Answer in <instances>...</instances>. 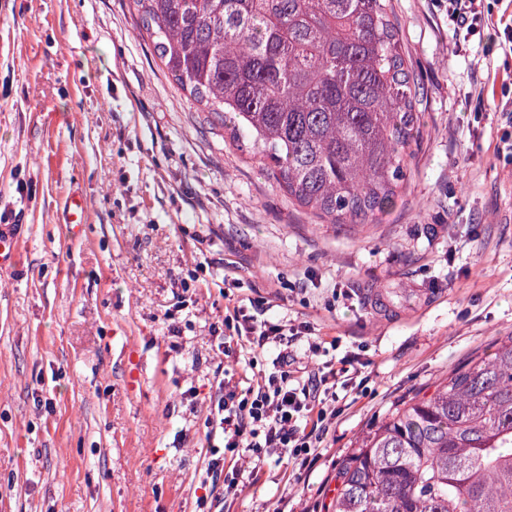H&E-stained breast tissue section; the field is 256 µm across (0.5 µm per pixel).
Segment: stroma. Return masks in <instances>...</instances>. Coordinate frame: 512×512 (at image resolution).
Segmentation results:
<instances>
[{
  "label": "stroma",
  "instance_id": "1",
  "mask_svg": "<svg viewBox=\"0 0 512 512\" xmlns=\"http://www.w3.org/2000/svg\"><path fill=\"white\" fill-rule=\"evenodd\" d=\"M391 4L420 137L392 203L352 226L291 203L190 104L129 0H0V224L22 227L0 272V512H197L210 399L248 368L222 345L240 299L310 326L297 371L361 387L338 388L311 469L244 462L224 512H322L364 433L512 334V0L467 42L448 0Z\"/></svg>",
  "mask_w": 512,
  "mask_h": 512
}]
</instances>
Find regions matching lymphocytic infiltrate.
Segmentation results:
<instances>
[{
	"instance_id": "f902f5d3",
	"label": "lymphocytic infiltrate",
	"mask_w": 512,
	"mask_h": 512,
	"mask_svg": "<svg viewBox=\"0 0 512 512\" xmlns=\"http://www.w3.org/2000/svg\"><path fill=\"white\" fill-rule=\"evenodd\" d=\"M264 301L234 307L225 317L229 342L250 351L277 348L272 370L254 371L245 387L219 385L207 421L208 442L222 441L225 450L238 458L268 453H288L309 458L312 448L323 441L325 408L335 398L336 388L328 376L311 383L295 382L287 350L288 327L271 322Z\"/></svg>"
}]
</instances>
